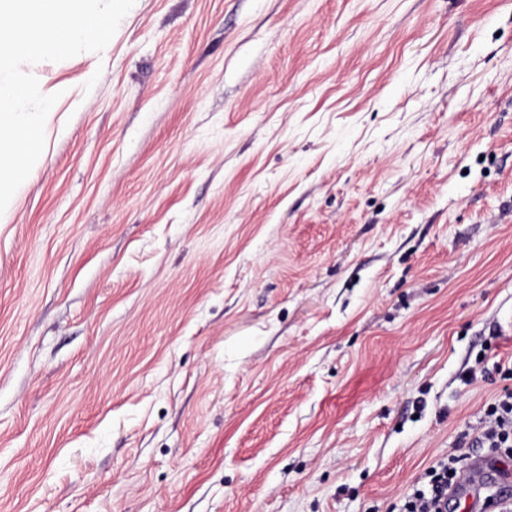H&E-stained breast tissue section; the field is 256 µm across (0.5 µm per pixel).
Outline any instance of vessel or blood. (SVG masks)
Segmentation results:
<instances>
[{
    "label": "vessel or blood",
    "mask_w": 512,
    "mask_h": 512,
    "mask_svg": "<svg viewBox=\"0 0 512 512\" xmlns=\"http://www.w3.org/2000/svg\"><path fill=\"white\" fill-rule=\"evenodd\" d=\"M459 512H496L497 508L512 506V472L500 467L497 461L479 456L472 458L460 477L448 491Z\"/></svg>",
    "instance_id": "1"
}]
</instances>
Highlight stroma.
I'll use <instances>...</instances> for the list:
<instances>
[{
    "instance_id": "stroma-1",
    "label": "stroma",
    "mask_w": 512,
    "mask_h": 512,
    "mask_svg": "<svg viewBox=\"0 0 512 512\" xmlns=\"http://www.w3.org/2000/svg\"><path fill=\"white\" fill-rule=\"evenodd\" d=\"M29 71L0 512H391L512 382V0H135Z\"/></svg>"
}]
</instances>
